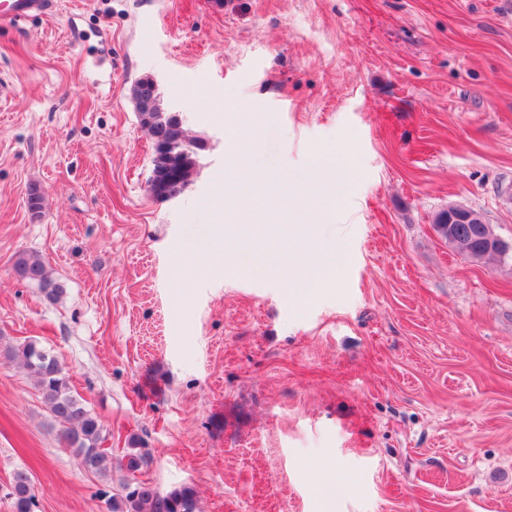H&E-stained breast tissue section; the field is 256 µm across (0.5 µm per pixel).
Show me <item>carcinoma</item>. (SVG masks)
Returning <instances> with one entry per match:
<instances>
[{"label": "carcinoma", "instance_id": "cac0c4a2", "mask_svg": "<svg viewBox=\"0 0 512 512\" xmlns=\"http://www.w3.org/2000/svg\"><path fill=\"white\" fill-rule=\"evenodd\" d=\"M152 118L151 122L139 119L151 141L162 137L169 139L174 143L175 151L187 154L190 159L197 158V145L185 139L181 121L173 113L163 110L153 113ZM13 274L18 281L39 288L50 302L59 301L66 293L65 284L48 271L44 260L36 253L18 254L13 263ZM4 357L19 363L27 371L50 417L64 427V443L80 459L84 470L106 480L112 479L116 468L125 473L118 492L107 499L108 512H196L195 493L191 487L184 486L163 494L136 478V474L152 461L150 453L138 448L137 442H131L132 448L121 460L114 461L112 452L102 447L104 437L100 419L73 393L69 377L49 349L30 339L8 346ZM10 496L15 512H37L38 500L28 471L15 473Z\"/></svg>", "mask_w": 512, "mask_h": 512}]
</instances>
